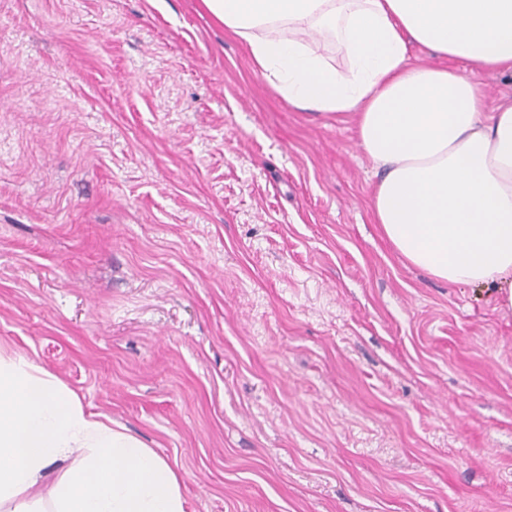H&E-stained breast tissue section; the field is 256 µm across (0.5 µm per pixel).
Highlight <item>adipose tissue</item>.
Instances as JSON below:
<instances>
[{
  "mask_svg": "<svg viewBox=\"0 0 512 512\" xmlns=\"http://www.w3.org/2000/svg\"><path fill=\"white\" fill-rule=\"evenodd\" d=\"M290 105L353 121L378 180L377 224L410 264L496 288L512 310V99L477 75L512 73V0H202ZM331 35L341 75L309 46ZM418 44L463 70L412 60ZM85 450L51 512H186L179 474L154 449L85 411L79 396L0 352V506L34 512L48 471Z\"/></svg>",
  "mask_w": 512,
  "mask_h": 512,
  "instance_id": "obj_1",
  "label": "adipose tissue"
}]
</instances>
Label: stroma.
<instances>
[{
  "label": "stroma",
  "instance_id": "35a3bbf8",
  "mask_svg": "<svg viewBox=\"0 0 512 512\" xmlns=\"http://www.w3.org/2000/svg\"><path fill=\"white\" fill-rule=\"evenodd\" d=\"M373 182L200 0H0V351L188 512H512V310L400 256Z\"/></svg>",
  "mask_w": 512,
  "mask_h": 512
}]
</instances>
